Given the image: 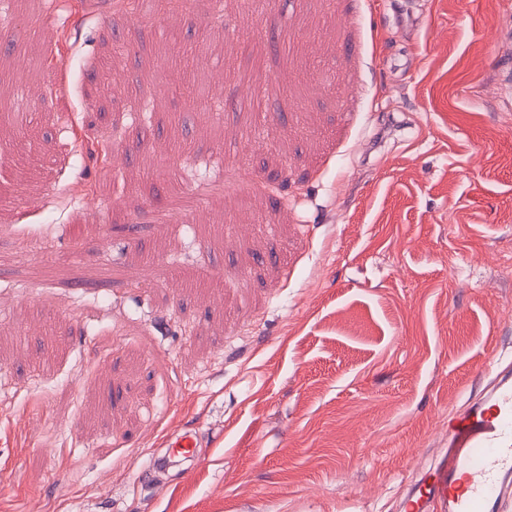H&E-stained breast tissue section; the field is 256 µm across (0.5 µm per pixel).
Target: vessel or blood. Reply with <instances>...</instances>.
<instances>
[{
  "mask_svg": "<svg viewBox=\"0 0 512 512\" xmlns=\"http://www.w3.org/2000/svg\"><path fill=\"white\" fill-rule=\"evenodd\" d=\"M482 397L448 419L447 448L423 482L410 491L406 512H506L512 505L504 480L512 475V367L495 360ZM198 441L184 433L170 454L197 459Z\"/></svg>",
  "mask_w": 512,
  "mask_h": 512,
  "instance_id": "obj_1",
  "label": "vessel or blood"
}]
</instances>
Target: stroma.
I'll return each instance as SVG.
<instances>
[{"label": "stroma", "mask_w": 512, "mask_h": 512, "mask_svg": "<svg viewBox=\"0 0 512 512\" xmlns=\"http://www.w3.org/2000/svg\"><path fill=\"white\" fill-rule=\"evenodd\" d=\"M272 7L0 0V512H402L512 362V0ZM196 448H198L196 437L192 433L186 432L171 442L169 457L190 461L191 464L187 470H192L198 459Z\"/></svg>", "instance_id": "35a3bbf8"}]
</instances>
